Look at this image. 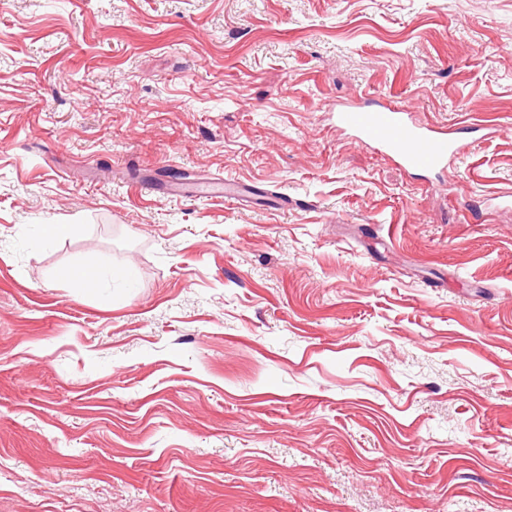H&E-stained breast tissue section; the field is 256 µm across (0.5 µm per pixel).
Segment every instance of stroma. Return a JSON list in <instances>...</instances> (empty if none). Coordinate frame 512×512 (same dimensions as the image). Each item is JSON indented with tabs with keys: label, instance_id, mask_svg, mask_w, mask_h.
<instances>
[{
	"label": "stroma",
	"instance_id": "35a3bbf8",
	"mask_svg": "<svg viewBox=\"0 0 512 512\" xmlns=\"http://www.w3.org/2000/svg\"><path fill=\"white\" fill-rule=\"evenodd\" d=\"M509 188L512 0H0V512H512ZM336 124L355 134L365 147L378 149L410 170L444 171L448 158L464 154L465 145L445 128L415 123L403 103L364 98L355 103H330Z\"/></svg>",
	"mask_w": 512,
	"mask_h": 512
}]
</instances>
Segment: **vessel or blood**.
<instances>
[{"instance_id":"vessel-or-blood-1","label":"vessel or blood","mask_w":512,"mask_h":512,"mask_svg":"<svg viewBox=\"0 0 512 512\" xmlns=\"http://www.w3.org/2000/svg\"><path fill=\"white\" fill-rule=\"evenodd\" d=\"M338 126L355 134L365 147L380 150L410 170L443 171L464 145L444 128L415 123L403 103L366 98L355 103H330Z\"/></svg>"}]
</instances>
